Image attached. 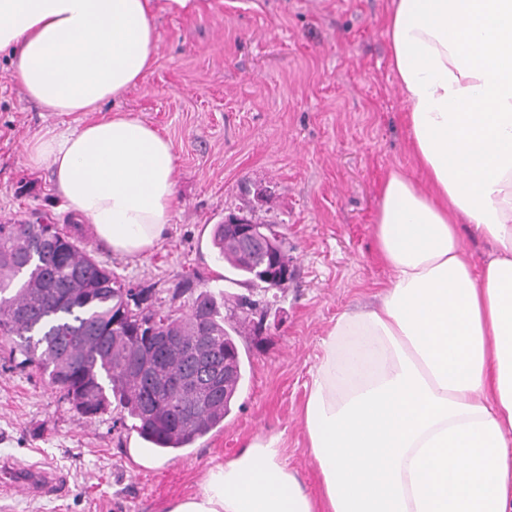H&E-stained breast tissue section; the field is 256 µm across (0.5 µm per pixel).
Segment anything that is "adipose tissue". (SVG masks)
Segmentation results:
<instances>
[{"label": "adipose tissue", "instance_id": "obj_1", "mask_svg": "<svg viewBox=\"0 0 512 512\" xmlns=\"http://www.w3.org/2000/svg\"><path fill=\"white\" fill-rule=\"evenodd\" d=\"M389 67L429 189L385 179L378 304L319 343L302 420L312 497L282 435L208 467L169 512H512V0H394ZM158 52L152 0H0V55L45 112L86 113L28 142L65 210L113 254L161 242L179 200L171 141L106 102ZM489 242L482 265L463 238Z\"/></svg>", "mask_w": 512, "mask_h": 512}]
</instances>
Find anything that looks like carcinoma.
I'll return each instance as SVG.
<instances>
[{
  "instance_id": "carcinoma-1",
  "label": "carcinoma",
  "mask_w": 512,
  "mask_h": 512,
  "mask_svg": "<svg viewBox=\"0 0 512 512\" xmlns=\"http://www.w3.org/2000/svg\"><path fill=\"white\" fill-rule=\"evenodd\" d=\"M218 259L227 266L224 281L258 293L282 288L283 270H261L243 261L224 244V225L213 234ZM237 297L206 290L186 313L164 311L149 288L133 290L112 269L58 228L46 224H0V337L11 342L10 353L38 368L48 383L86 418L120 407L131 428L162 453L191 447L224 423L236 393L246 381V368L236 337L251 330L247 315L225 317ZM156 322L167 335L191 343L201 332L210 337L211 366L190 358L160 363L144 325ZM235 370L231 385L224 372V348ZM208 377L197 394L191 415L173 398L168 384L178 378Z\"/></svg>"
}]
</instances>
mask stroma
<instances>
[{
  "label": "stroma",
  "mask_w": 512,
  "mask_h": 512,
  "mask_svg": "<svg viewBox=\"0 0 512 512\" xmlns=\"http://www.w3.org/2000/svg\"><path fill=\"white\" fill-rule=\"evenodd\" d=\"M392 0H197L188 14L155 12L156 61L121 108L172 142L179 207L149 254L117 256L72 221L51 172L30 169L26 143L82 113L42 112L0 57V224L46 217L163 309L188 312L180 291L242 289L224 282L211 236L229 213L275 225L292 274L262 330L238 337L247 380L223 429L170 454L146 449L120 410L82 416L0 340V466L37 468L52 486L0 488V512H169L210 464L248 441L283 434L311 495L320 478L301 408L319 343L338 314L373 305L389 271L374 240L381 190L412 170L405 104L388 67Z\"/></svg>",
  "instance_id": "stroma-1"
}]
</instances>
